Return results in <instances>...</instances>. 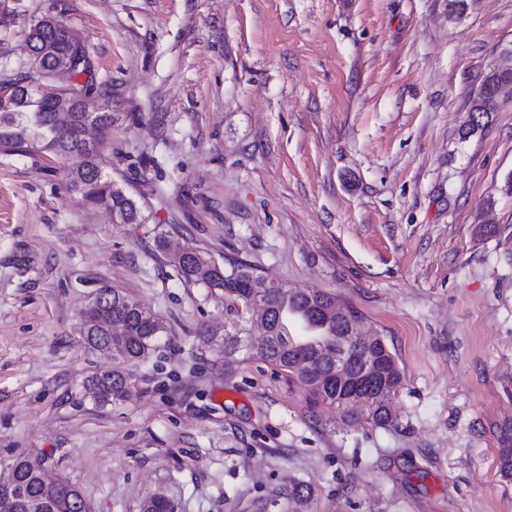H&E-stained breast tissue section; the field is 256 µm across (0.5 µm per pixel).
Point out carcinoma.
I'll list each match as a JSON object with an SVG mask.
<instances>
[{
	"label": "carcinoma",
	"instance_id": "carcinoma-1",
	"mask_svg": "<svg viewBox=\"0 0 512 512\" xmlns=\"http://www.w3.org/2000/svg\"><path fill=\"white\" fill-rule=\"evenodd\" d=\"M38 38L49 45L32 46V57L39 76L60 79L62 83L30 84L26 76L13 83L11 89L0 91V150L12 152L19 148L68 156L76 154L80 162L69 173L72 192L88 204L105 209L122 224H142L137 202L123 188L102 172L98 148L83 139L85 126L92 125L101 134L112 130V113L98 104L107 95L110 84H96L94 64L84 53V64L71 69L63 62L81 47V41L64 27L43 31L33 28ZM87 76L83 83L81 76ZM512 82V73L497 71L482 81L470 113L489 117L496 110L501 83ZM156 251L173 257L182 277L202 281L224 292L234 304L259 313L265 328L262 360L288 373L308 394L313 404L343 408L345 416L356 419L361 412L378 426L391 422V416L380 387L362 374L361 362L371 347L348 339L349 322L359 316L352 309L336 314V298L321 292H294L281 283L255 273L242 261H230L221 268L198 250L167 235L155 237ZM104 303L85 307L81 313V332L87 340L112 343V357L121 362L145 358L165 335L162 321L137 299L111 290ZM300 313L309 336H292L283 321L285 312ZM346 361L349 380L336 379V359ZM90 382L98 387V400L116 402L126 395V377L121 371L106 370L93 375ZM499 469L502 476L512 477V436L502 437ZM17 492L16 512H81L78 499L69 495L62 485L53 487L26 464L19 465L11 475ZM146 512H174L171 502L156 495L146 497Z\"/></svg>",
	"mask_w": 512,
	"mask_h": 512
}]
</instances>
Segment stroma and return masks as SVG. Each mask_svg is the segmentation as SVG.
Wrapping results in <instances>:
<instances>
[{"instance_id": "35a3bbf8", "label": "stroma", "mask_w": 512, "mask_h": 512, "mask_svg": "<svg viewBox=\"0 0 512 512\" xmlns=\"http://www.w3.org/2000/svg\"><path fill=\"white\" fill-rule=\"evenodd\" d=\"M48 17L112 84L102 168L146 221L84 204L73 158L0 152V473L46 463L90 512H512V86L465 131L512 0H0V84ZM160 233L353 308L401 372L392 424L225 353L256 321ZM102 288L167 328L107 404L79 325Z\"/></svg>"}]
</instances>
